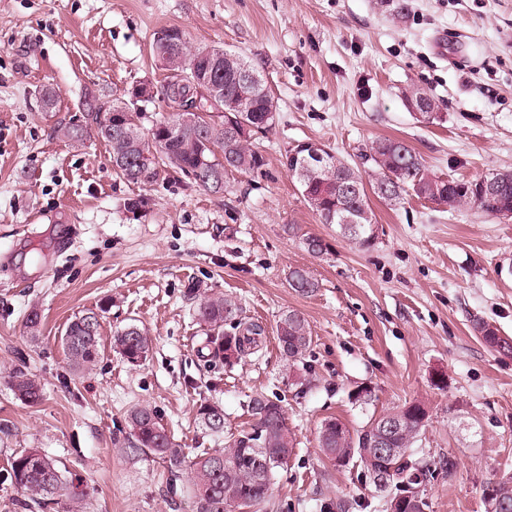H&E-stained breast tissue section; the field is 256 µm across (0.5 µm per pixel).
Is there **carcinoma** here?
Masks as SVG:
<instances>
[{"mask_svg": "<svg viewBox=\"0 0 512 512\" xmlns=\"http://www.w3.org/2000/svg\"><path fill=\"white\" fill-rule=\"evenodd\" d=\"M175 43L151 42L154 57L161 65L174 54H181L187 68L172 72L163 86V98L171 115L153 125L149 137L139 131L135 120H130L127 133L113 135L109 122L110 111L121 108L120 103L103 100L94 94L82 102L84 122L71 123L63 128V135L79 141L93 127L109 149L110 158L120 157L123 165L115 168L118 175L129 182L152 181L158 168L164 166L191 178L207 191H224V177L218 176L216 154H221L232 170L241 173L259 171L263 156L250 148V139L266 133L275 123L274 96L263 79L244 89L249 95V110L237 112L224 107L222 112H211L201 122L181 125L175 137L166 135L168 128L180 125L185 102L195 98L189 79L188 65L201 56L205 47H190L185 32L177 29ZM242 64L251 72L252 66L240 56L224 64L220 79L224 82V96L238 94L235 68ZM209 142L212 148L205 147ZM365 158L372 163L371 170L362 173L350 166L341 156H329L327 171L317 176L302 177L295 171L292 158L285 157L288 171L298 182L302 195L325 224H334L341 234L361 247L375 244L372 236L374 212L370 196L395 208L408 194L426 199L450 210L473 212L492 217L502 209L512 210V170L489 172L473 180L442 178L429 172L422 158L408 144L392 138H380L367 148ZM352 223L340 224L342 216ZM289 285L301 293H313L318 283L303 268L289 273ZM197 316L207 327V345L213 347V356L226 362L256 350L262 344L264 328L255 321L241 318V308L230 298L207 297L199 301ZM231 324L233 332H224ZM474 331L489 347L501 352H512V339L499 334L490 323L478 322ZM277 340L281 355L293 367L304 360L311 343L307 320L297 312L281 317L277 326ZM62 342L67 358L77 369H87L98 361L102 351L101 315L86 310L74 316L67 324ZM113 348L123 361L131 366L141 365L148 357L151 340L136 325H129L113 336ZM10 384L18 398H30L36 404L42 397L36 380L19 370L10 377ZM248 410L257 418L255 427L230 436L224 448L209 451L205 448L193 455L185 453L161 422L157 412L148 406L132 408L127 415L129 428L124 452H150L158 457L170 474V487L188 477L186 491L193 499L195 512H225L224 505L235 503L252 507L268 501V492L275 474L287 463L293 448L283 410L279 401L264 396L253 397ZM421 405L403 408L401 427L393 434L392 446L409 449L420 435L425 417L417 416ZM199 423L213 435L224 432V408L216 403H202L198 409ZM334 418L323 422L319 431L321 454L330 462L348 448L358 456L370 481L390 491L387 512H394L393 502L404 492L402 485H417L433 477L434 470L413 454L404 452L384 462L373 448L372 425L351 434ZM11 478L14 486L31 506L46 508L58 506V512H81L80 503L86 497L81 484L66 478L57 462L36 448L24 449L11 458ZM501 504V512H512V476L505 475L494 482Z\"/></svg>", "mask_w": 512, "mask_h": 512, "instance_id": "cac0c4a2", "label": "carcinoma"}]
</instances>
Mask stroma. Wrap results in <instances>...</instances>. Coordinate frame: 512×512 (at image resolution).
<instances>
[{
	"instance_id": "obj_1",
	"label": "stroma",
	"mask_w": 512,
	"mask_h": 512,
	"mask_svg": "<svg viewBox=\"0 0 512 512\" xmlns=\"http://www.w3.org/2000/svg\"><path fill=\"white\" fill-rule=\"evenodd\" d=\"M408 4L396 19L379 0H0V512H37L9 476L24 448L82 482L84 512H193L160 460L122 451L128 411L153 408L187 451L219 449L253 427L247 404L259 394L280 400L294 439L261 512H324L338 500L385 512L359 459L325 460L318 430L330 418L356 430L414 402L427 411L414 456L456 464L427 483L426 512H486L484 487L512 474V354L473 325L512 337V222L414 196L395 210L375 200L377 239L364 249L321 223L285 166L290 148L312 142L361 167L366 145L386 137L443 178L512 170V0ZM171 26L254 64L274 95L275 125L252 142L264 166L226 174L220 194L164 172L129 182L97 137L58 132L81 122L90 92L127 103L144 130L165 116L160 95L132 91L163 84L151 40ZM411 89L436 100V120L408 109ZM137 197L147 206L128 210ZM309 235L328 253H309ZM296 267L315 292L290 287ZM192 288L262 322L259 351L210 364ZM99 308L101 358L75 371L65 326ZM291 311L312 336L292 368L276 337ZM130 324L152 339L138 367L112 349ZM18 369L39 381L38 404L11 389ZM205 401L223 406V434L198 423ZM474 331L481 336L484 343L490 348L500 352H512V339L500 336L497 327L486 322H477ZM496 345L498 348H494Z\"/></svg>"
}]
</instances>
